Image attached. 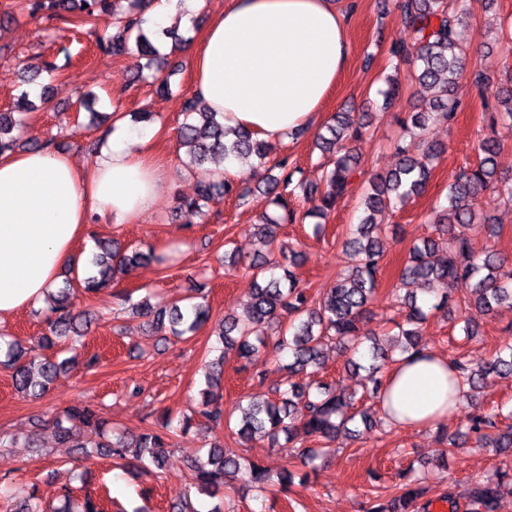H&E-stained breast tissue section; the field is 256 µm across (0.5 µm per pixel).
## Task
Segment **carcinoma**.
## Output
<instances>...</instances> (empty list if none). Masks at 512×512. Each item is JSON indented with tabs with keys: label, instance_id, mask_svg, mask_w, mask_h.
Wrapping results in <instances>:
<instances>
[{
	"label": "carcinoma",
	"instance_id": "cac0c4a2",
	"mask_svg": "<svg viewBox=\"0 0 512 512\" xmlns=\"http://www.w3.org/2000/svg\"><path fill=\"white\" fill-rule=\"evenodd\" d=\"M132 9L117 16V30L112 37L98 38L99 46L114 55L135 52L146 63L142 68L151 69L159 57V49L146 35L143 18L146 0H131ZM111 0H21L20 9L33 16L44 9L77 10L85 24L99 12L108 10ZM403 24L414 34L412 48L394 44L390 48L391 59L400 63L411 58L415 64L413 78L419 89L431 91L437 103L431 112H413L404 127L411 134L412 143L395 144L400 155L397 168L370 180V187L361 202L363 216L353 225L344 246L354 249L357 263L351 272L338 278L323 294L312 297L297 281L293 267L298 265L301 254L290 245L277 239V229L291 223L296 213L291 199L299 194L318 195L320 204L315 215L324 217L336 209L345 198L357 174L353 143L369 128L365 115L355 112H338L316 134V144L323 153L330 154L322 166L318 181L303 177V171L283 158L274 166L259 187V193L274 206L272 214H264L258 224L261 242L268 250L250 259L229 256L225 272L239 269L250 273L254 288L240 316L224 319V331L220 333L223 344L221 358L209 364L207 387L198 392L193 416L231 432L236 431L239 440L246 444L253 438L269 437L273 441L284 440L282 447L294 448L297 455L308 461L319 455L317 448H299L298 441L310 438L330 441L348 425L357 421L368 424L370 410L363 406L357 393H338L329 384L315 379L323 365L327 347H348L357 351L358 338L364 335L363 325L370 314V305L379 285L381 259L384 255L383 238L387 226L374 221V215L389 207L404 203L422 193L429 183L432 171L444 147L425 139L429 121H451L458 110V102L450 98L451 87L464 75L467 67L468 36L463 17L468 11L467 0H401L399 4ZM511 88L504 90L499 101L501 110L490 115V125L497 120L512 121V74H507ZM22 122L12 112H0V155L15 150L21 138ZM223 116L209 112L198 100L185 103L184 119L179 130L180 145L186 147L187 165L201 167L217 155L222 160L235 159L250 167L252 160L267 157L265 143L257 133L238 129L234 138L226 140ZM503 149L495 137L488 135L478 141L479 163L456 174L448 182L446 204L437 207L433 223L445 236L440 243L424 238L414 243L402 262L393 291L406 287L400 296L401 304L408 309L406 324L396 325V331L387 332L391 352L377 345L368 348L367 363L349 361L353 370L366 372L365 379L379 383L384 373L396 362V356L426 348L422 343L420 326L427 319L428 311L419 303L417 293L410 285L420 286L438 302L432 309L458 312L466 311L461 331L469 340L479 335L477 317L495 312L504 303L512 307V270L506 261L490 246L478 244L483 233L494 235L491 219L476 214L473 198L479 192L495 189L512 203V183L497 178V157ZM252 193L249 183L237 185L224 176H212L207 170L198 185L197 195L182 200L179 209L203 215V208L216 195L234 196L244 200ZM445 247L447 255L438 261L434 256L439 247ZM101 253L95 255L91 268L78 271L77 265L66 271L62 286L54 295L50 315L46 320L42 343L53 347L66 345V351L74 356L60 362L36 360L27 356L25 347L17 339L4 341V361L0 364L12 370L15 391L24 397L39 399L49 389L57 372L65 367L83 364L90 368L99 359L95 355L78 359L76 353L85 348L84 336L88 333L90 319L87 314L75 311V297L79 293H95L110 288L129 269L145 264L166 262V257L156 254L154 248L128 249L114 240L100 241ZM470 283V296L457 299L451 289L459 281ZM116 305L124 310L131 306L149 319L159 332L175 338L195 335L210 319L211 306L207 295L197 293L184 306L156 308L148 300L133 301V293L116 294ZM277 326L275 334L268 330ZM284 354L288 363L281 366L285 371L284 382L275 387L274 395L262 402L251 401L243 409L238 429L232 428V416L224 412L223 386L224 357L233 353L240 360L239 370L254 376H263V367L269 350ZM458 372L462 397L470 399L479 384L489 375L512 379V348L497 351L490 359L476 366L460 358L452 359ZM52 429L62 444L72 443L76 448L91 446L100 455L124 460L132 455L139 462L137 469H145L149 461L161 469L166 448L172 444L173 433L168 426L139 435H124L109 427L107 420L90 405L83 402L58 412L52 420ZM491 446L505 455L506 469L497 477L510 474L512 467V426L500 429L498 414L475 415L467 419L465 430L449 437V444L461 449L470 439ZM248 473L255 487L263 491L270 481L268 470L254 461L246 464L241 457L220 443L208 451L205 464L193 467V485L211 498H223L224 479ZM396 491L382 499L378 494L370 500L367 512H413L416 501L424 495L420 479L405 469L397 473ZM473 512H496L498 485L482 481L471 491ZM63 506L56 512H107L109 498H93L86 494L79 497L72 487H64L61 494ZM12 512H47L34 494L11 498Z\"/></svg>",
	"mask_w": 512,
	"mask_h": 512
}]
</instances>
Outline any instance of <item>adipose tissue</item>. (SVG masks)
I'll return each instance as SVG.
<instances>
[{
  "instance_id": "obj_1",
  "label": "adipose tissue",
  "mask_w": 512,
  "mask_h": 512,
  "mask_svg": "<svg viewBox=\"0 0 512 512\" xmlns=\"http://www.w3.org/2000/svg\"><path fill=\"white\" fill-rule=\"evenodd\" d=\"M193 94L266 140L313 126L350 44L336 0H225L187 48ZM108 143L87 166L52 148L0 156V317L43 302L74 256L89 213L115 223L160 201L172 170L153 151L152 129L115 118ZM448 358L425 349L401 357L382 389L379 408L391 424L423 429L455 412Z\"/></svg>"
}]
</instances>
